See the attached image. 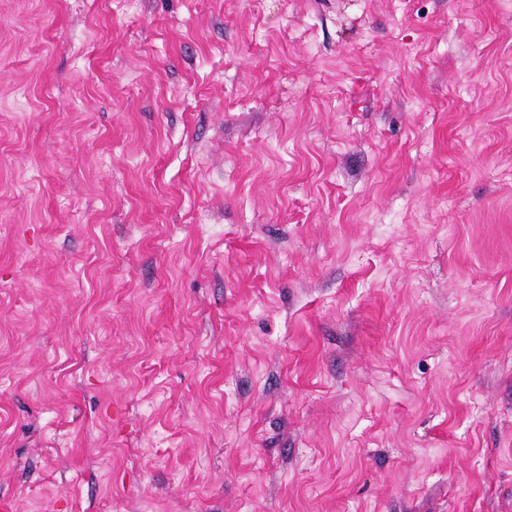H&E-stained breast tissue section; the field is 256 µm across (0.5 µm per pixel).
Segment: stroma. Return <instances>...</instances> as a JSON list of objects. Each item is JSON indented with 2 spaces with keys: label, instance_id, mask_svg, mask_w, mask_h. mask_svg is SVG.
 Wrapping results in <instances>:
<instances>
[{
  "label": "stroma",
  "instance_id": "35a3bbf8",
  "mask_svg": "<svg viewBox=\"0 0 512 512\" xmlns=\"http://www.w3.org/2000/svg\"><path fill=\"white\" fill-rule=\"evenodd\" d=\"M10 512H512V0H0Z\"/></svg>",
  "mask_w": 512,
  "mask_h": 512
}]
</instances>
